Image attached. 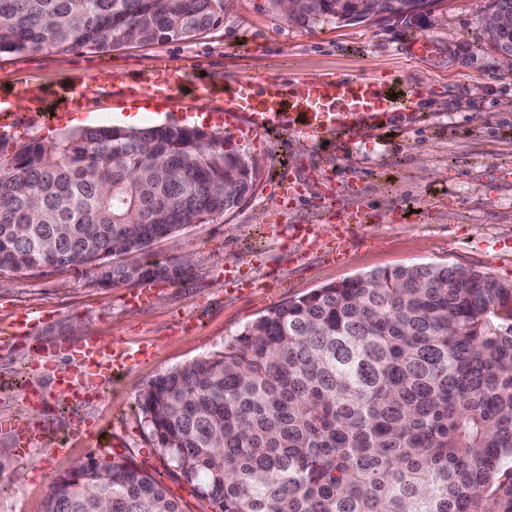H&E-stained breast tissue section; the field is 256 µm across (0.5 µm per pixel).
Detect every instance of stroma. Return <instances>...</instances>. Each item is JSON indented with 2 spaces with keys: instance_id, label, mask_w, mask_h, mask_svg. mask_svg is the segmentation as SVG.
Returning a JSON list of instances; mask_svg holds the SVG:
<instances>
[{
  "instance_id": "stroma-1",
  "label": "stroma",
  "mask_w": 512,
  "mask_h": 512,
  "mask_svg": "<svg viewBox=\"0 0 512 512\" xmlns=\"http://www.w3.org/2000/svg\"><path fill=\"white\" fill-rule=\"evenodd\" d=\"M487 0H444L440 10L411 20L307 26L288 20L273 0H228L216 29L181 42L112 49H39L0 56V90L36 80L58 87L74 72L93 77L98 93L79 112L8 129L11 145L49 144L87 128L125 124L201 125L223 132L208 104L143 106L112 89L115 73L183 66L230 81L242 75L288 78L299 73L400 75L427 82L416 111L394 113L385 137L352 140L342 157L282 133H231L233 145L261 169L254 192L233 211L154 243L150 257L186 259L183 280L148 305L126 302L132 282L93 285L71 271L15 275L0 288V417L48 427L68 442V454L45 448L18 456L0 433V512H43L52 480L88 455L126 456L160 479L184 512H203L191 484L177 478L152 445L138 398L158 375L224 351L245 326L275 306L331 283L375 270L428 262L474 269L512 282V66L487 43ZM430 44L418 55L417 40ZM332 174L337 206H371L376 221L354 228L343 262H332L322 239L332 230L324 206ZM300 185L282 203V180ZM237 266L255 286L235 290L225 266ZM30 318L27 335L8 329ZM98 336L135 348L116 383L80 401L54 394L57 371L72 368L69 344ZM106 425L113 445L70 441L78 423Z\"/></svg>"
}]
</instances>
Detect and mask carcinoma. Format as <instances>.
Instances as JSON below:
<instances>
[{
  "mask_svg": "<svg viewBox=\"0 0 512 512\" xmlns=\"http://www.w3.org/2000/svg\"><path fill=\"white\" fill-rule=\"evenodd\" d=\"M227 0H0V55L193 39ZM295 0L316 24L410 20L442 0ZM485 28L512 54V0ZM259 167L197 127L0 139V278L74 269L101 287L181 278L125 258L238 207ZM155 448L204 512H512V282L420 263L290 300L140 395ZM45 512H181L148 472L90 456Z\"/></svg>",
  "mask_w": 512,
  "mask_h": 512,
  "instance_id": "obj_1",
  "label": "carcinoma"
}]
</instances>
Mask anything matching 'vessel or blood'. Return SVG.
<instances>
[{"label":"vessel or blood","mask_w":512,"mask_h":512,"mask_svg":"<svg viewBox=\"0 0 512 512\" xmlns=\"http://www.w3.org/2000/svg\"><path fill=\"white\" fill-rule=\"evenodd\" d=\"M196 101L220 108L224 126H247L252 133L283 130L313 144H329L344 151L351 138L383 131L388 118L397 111L415 110L426 95L420 82H378L373 76L340 78L297 76L240 78L223 82L211 77H193L182 67L165 77L143 73L134 85L125 87L131 98H154L169 104L180 102L183 91ZM52 96L51 90L34 83L18 84L0 92V128L39 115ZM74 354L77 366L57 374V396L76 398L80 390L110 383L133 358L130 350L91 337L81 342ZM20 448L43 447L58 454L62 445L47 428H34L14 419L8 424Z\"/></svg>","instance_id":"1"}]
</instances>
